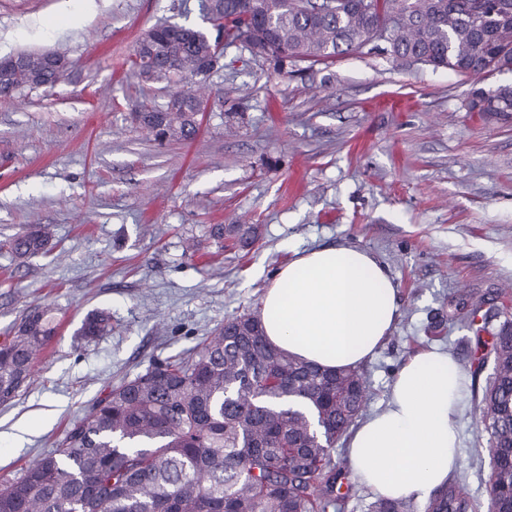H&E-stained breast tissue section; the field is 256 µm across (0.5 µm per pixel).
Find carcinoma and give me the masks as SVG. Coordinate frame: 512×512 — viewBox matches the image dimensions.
<instances>
[{"label": "carcinoma", "instance_id": "carcinoma-1", "mask_svg": "<svg viewBox=\"0 0 512 512\" xmlns=\"http://www.w3.org/2000/svg\"><path fill=\"white\" fill-rule=\"evenodd\" d=\"M212 31L166 22L146 31L130 63L144 83L178 87L164 105L145 100L131 119L158 141L194 139L207 109L205 60L242 46L256 58L319 63L375 41L398 60L417 59L459 75L512 72V0H213ZM62 75L42 68L37 85L26 71H0V99L51 92ZM470 109L512 112V85L473 91ZM209 236L244 249L252 224H214ZM51 234L32 224L11 242L18 256L45 254ZM477 364L492 348L494 373L472 391L478 432L488 436L492 512H512V316L500 328L476 319ZM111 316L87 317L91 340ZM57 325L34 306L0 342V403L14 400ZM370 396L357 369L326 372L272 347L258 316L236 315L187 358L151 364L112 388L74 423L61 446L0 487V512H327L338 505L336 443ZM372 512H414L413 502L377 497ZM424 512H475L462 479H448Z\"/></svg>", "mask_w": 512, "mask_h": 512}]
</instances>
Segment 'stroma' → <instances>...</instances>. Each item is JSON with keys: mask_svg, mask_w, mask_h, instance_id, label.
Masks as SVG:
<instances>
[{"mask_svg": "<svg viewBox=\"0 0 512 512\" xmlns=\"http://www.w3.org/2000/svg\"><path fill=\"white\" fill-rule=\"evenodd\" d=\"M161 22L205 27L201 0H0V57L54 49L73 63L51 95L0 102V341L35 304L59 323L28 384L0 404V484L113 387L259 311L295 251L356 246L398 285L395 326L361 367L368 413L421 348L443 347L469 375L475 336L454 304L496 309L512 289V116L468 109L473 90L512 73L463 78L399 65L379 47L279 70L231 47L207 82L197 137L161 144L128 119L142 100L129 51ZM31 224L51 226L50 253L12 255L9 241ZM212 224H256L260 235L250 249L223 248ZM101 310L111 331L79 336ZM475 414L464 392L456 474L488 512ZM333 457L335 512H370L374 493L343 448Z\"/></svg>", "mask_w": 512, "mask_h": 512, "instance_id": "35a3bbf8", "label": "stroma"}]
</instances>
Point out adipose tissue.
I'll use <instances>...</instances> for the list:
<instances>
[{"mask_svg": "<svg viewBox=\"0 0 512 512\" xmlns=\"http://www.w3.org/2000/svg\"><path fill=\"white\" fill-rule=\"evenodd\" d=\"M397 316V285L388 270L365 249L334 245L295 252L260 309L274 347L330 371L371 358ZM462 389L448 352L429 347L410 355L385 407L361 419L347 438L357 480L387 498L427 500L456 466Z\"/></svg>", "mask_w": 512, "mask_h": 512, "instance_id": "1", "label": "adipose tissue"}]
</instances>
